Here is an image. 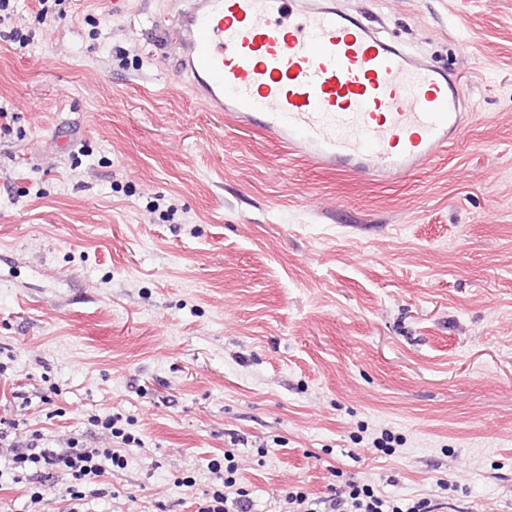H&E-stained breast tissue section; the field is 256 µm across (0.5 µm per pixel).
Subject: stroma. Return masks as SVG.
I'll use <instances>...</instances> for the list:
<instances>
[{"label": "stroma", "instance_id": "35a3bbf8", "mask_svg": "<svg viewBox=\"0 0 512 512\" xmlns=\"http://www.w3.org/2000/svg\"><path fill=\"white\" fill-rule=\"evenodd\" d=\"M339 5L470 92L465 138L401 181L319 169L208 111L151 45L166 0L48 19L17 0L0 420L57 448L119 447L90 418L129 421L100 512H195L227 451L252 512L350 481L512 512V0Z\"/></svg>", "mask_w": 512, "mask_h": 512}]
</instances>
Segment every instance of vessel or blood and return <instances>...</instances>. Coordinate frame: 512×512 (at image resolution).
<instances>
[{
	"label": "vessel or blood",
	"instance_id": "b4317fda",
	"mask_svg": "<svg viewBox=\"0 0 512 512\" xmlns=\"http://www.w3.org/2000/svg\"><path fill=\"white\" fill-rule=\"evenodd\" d=\"M152 31L208 111L318 167L397 181L469 125L453 70L390 43L334 0H184Z\"/></svg>",
	"mask_w": 512,
	"mask_h": 512
}]
</instances>
